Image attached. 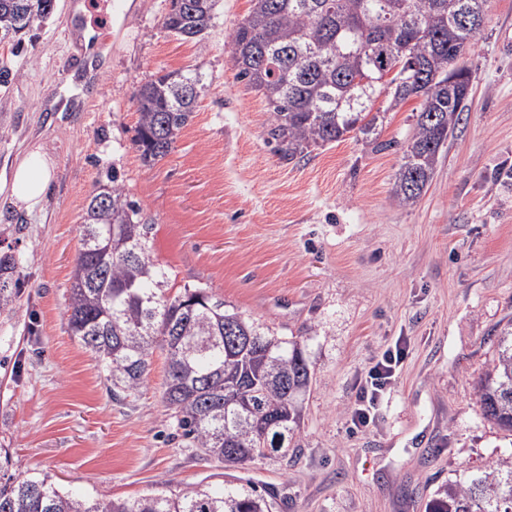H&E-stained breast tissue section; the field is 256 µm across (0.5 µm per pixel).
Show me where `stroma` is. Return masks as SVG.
Returning a JSON list of instances; mask_svg holds the SVG:
<instances>
[{
    "mask_svg": "<svg viewBox=\"0 0 512 512\" xmlns=\"http://www.w3.org/2000/svg\"><path fill=\"white\" fill-rule=\"evenodd\" d=\"M96 0L86 23L118 17L97 93L81 95L67 0L21 45L0 43V251L17 260L14 309L0 314L1 473L49 475L88 496L135 499L224 485L228 468L183 441L162 398L165 355L112 398L65 313L85 199L111 169L155 222L150 243L172 292L201 286L269 334L300 341L314 373L288 453L240 477L273 512H427L445 484L512 464V433L485 418L477 382L512 318V0H489L470 51L463 122L412 206L392 196L420 102L388 112L380 148L355 138L291 163L266 142L264 97L235 77L230 40L251 0H222L203 44L162 26L170 0ZM173 70L205 85L173 151L145 167L133 144L142 81ZM39 145L55 177L33 212L10 201L19 159ZM405 359L370 431L346 417L389 346Z\"/></svg>",
    "mask_w": 512,
    "mask_h": 512,
    "instance_id": "stroma-1",
    "label": "stroma"
}]
</instances>
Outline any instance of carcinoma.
I'll return each mask as SVG.
<instances>
[{"instance_id":"1","label":"carcinoma","mask_w":512,"mask_h":512,"mask_svg":"<svg viewBox=\"0 0 512 512\" xmlns=\"http://www.w3.org/2000/svg\"><path fill=\"white\" fill-rule=\"evenodd\" d=\"M49 0H0V43L50 15ZM221 0H170L163 27L201 43ZM488 0H251L230 49L236 79L269 106L267 140L280 159H302L345 139L377 143L385 114L421 100L403 151L394 200L415 204L462 121L470 75L458 69ZM199 74H154L137 94L134 145L146 166L172 151L194 117ZM386 107L373 110L376 92ZM152 221L116 171L87 195L66 312L68 329L103 365L114 395L140 388L156 349L167 353L164 401L200 455L241 465L288 450L299 428L297 398L313 376L301 345L224 309L205 288L165 294L151 253ZM16 260L0 254V313L13 309ZM484 416L512 432V320L477 385ZM251 482L183 488L134 500L82 497L48 476H0V512H272ZM428 512H512V466L448 483Z\"/></svg>"}]
</instances>
